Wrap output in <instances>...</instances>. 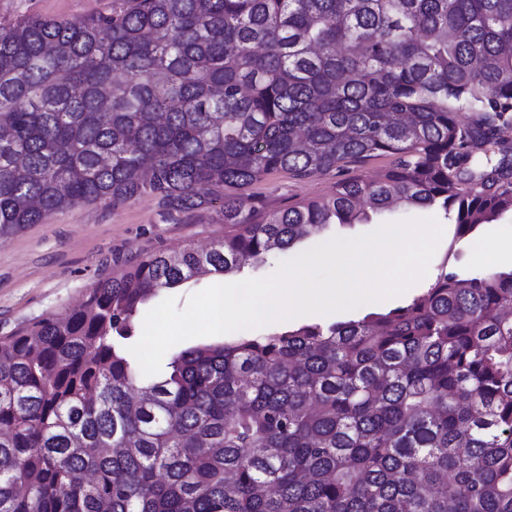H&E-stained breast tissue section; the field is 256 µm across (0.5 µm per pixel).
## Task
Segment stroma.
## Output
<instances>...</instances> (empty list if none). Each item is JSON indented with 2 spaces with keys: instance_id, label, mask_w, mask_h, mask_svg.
Here are the masks:
<instances>
[{
  "instance_id": "obj_1",
  "label": "stroma",
  "mask_w": 512,
  "mask_h": 512,
  "mask_svg": "<svg viewBox=\"0 0 512 512\" xmlns=\"http://www.w3.org/2000/svg\"><path fill=\"white\" fill-rule=\"evenodd\" d=\"M112 0H0V22L28 14L74 19L107 9ZM335 173L298 181L283 172L267 176L253 188L262 214L268 215L303 198L328 194ZM227 228L218 207L188 213L168 212L153 195L112 207L79 201L43 223L30 224L0 238V336H8L39 319L61 315L79 304L102 277L124 264L155 252L186 246H209ZM499 248L477 260L479 243ZM498 271L512 268V220L488 224L473 236L456 238L445 224L426 275L410 287L414 297L430 286L443 265Z\"/></svg>"
}]
</instances>
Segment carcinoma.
Returning <instances> with one entry per match:
<instances>
[{"instance_id": "1", "label": "carcinoma", "mask_w": 512, "mask_h": 512, "mask_svg": "<svg viewBox=\"0 0 512 512\" xmlns=\"http://www.w3.org/2000/svg\"><path fill=\"white\" fill-rule=\"evenodd\" d=\"M511 125L512 0H112L0 22V235L143 195L218 201L231 228L0 337V512H512V269L445 267L386 312L190 346L151 376L128 351L161 292L336 224L512 219V150L474 162ZM331 171L329 194L257 218L268 175Z\"/></svg>"}]
</instances>
